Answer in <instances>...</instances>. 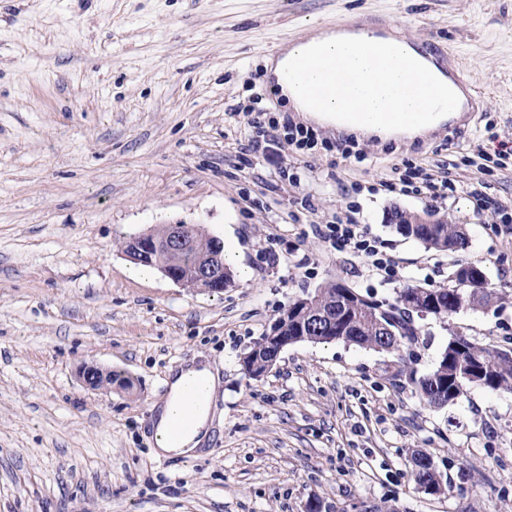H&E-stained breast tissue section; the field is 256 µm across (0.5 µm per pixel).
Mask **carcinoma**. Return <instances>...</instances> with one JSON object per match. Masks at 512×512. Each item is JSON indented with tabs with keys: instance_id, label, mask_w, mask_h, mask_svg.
<instances>
[{
	"instance_id": "obj_1",
	"label": "carcinoma",
	"mask_w": 512,
	"mask_h": 512,
	"mask_svg": "<svg viewBox=\"0 0 512 512\" xmlns=\"http://www.w3.org/2000/svg\"><path fill=\"white\" fill-rule=\"evenodd\" d=\"M414 215L400 210L391 212L395 229L407 238H413L428 249L448 250L452 245L457 250L467 246V234L461 224H411ZM194 241L191 250L182 253L152 254L141 260V264L157 266L164 262L182 276L191 278L198 259L208 254L221 252L219 241L206 235L198 225H193ZM419 289L408 285L401 289L394 301H377L352 288H345L339 281H331L310 295L311 306L307 317L319 323L306 335H299L294 321L299 300H294L277 319L271 331L298 342L329 343L342 341L378 352L393 353L398 367L394 377L404 379L418 395L420 402L428 407L442 408L461 397L469 387L490 390L512 391V357L503 350L480 344L463 335L448 339L433 368L421 373L413 367L414 347L419 339V328L415 324L413 311L403 299ZM428 301L424 306H433L430 316L448 319L464 309H484L501 300L499 289L492 287L487 279L471 280L457 286L453 277H448V286L427 289ZM392 333L386 335L383 328ZM275 341L265 334L256 341L243 357L245 375L257 379L266 370L267 361ZM411 479L418 489L431 496H440L447 491V482L438 473L432 458L423 452L413 454Z\"/></svg>"
}]
</instances>
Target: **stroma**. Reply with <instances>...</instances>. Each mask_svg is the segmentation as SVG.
<instances>
[{
  "label": "stroma",
  "instance_id": "stroma-1",
  "mask_svg": "<svg viewBox=\"0 0 512 512\" xmlns=\"http://www.w3.org/2000/svg\"><path fill=\"white\" fill-rule=\"evenodd\" d=\"M372 16L451 50L481 111L412 139L318 126L316 146L294 153L268 120L302 117L271 92L267 57L307 26ZM502 141L512 0H0V512H512V392L424 407L391 355L341 341L288 345L256 380L242 365L327 282L391 299L447 284L458 263L484 266L503 299L421 319L418 370L456 334L512 349V234L471 196L484 187L512 206V157L478 156ZM417 166L454 192L380 190ZM352 204L393 276L318 234ZM396 209L465 225L467 248L398 234ZM177 223L235 248L232 287L132 276L124 238ZM193 359L222 387L211 440L182 465L155 455L150 415L170 369ZM86 364L133 386L88 388ZM417 451L446 495L415 489Z\"/></svg>",
  "mask_w": 512,
  "mask_h": 512
}]
</instances>
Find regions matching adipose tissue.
I'll return each mask as SVG.
<instances>
[{
    "mask_svg": "<svg viewBox=\"0 0 512 512\" xmlns=\"http://www.w3.org/2000/svg\"><path fill=\"white\" fill-rule=\"evenodd\" d=\"M306 42L319 52L320 58L315 71L305 72L300 78L290 77L288 73L290 51L269 59L278 93L296 111L311 113L318 122L350 133L366 132L383 138L416 135L448 121L446 100H438L433 109H426L425 95L414 88L417 78L404 66L399 54L400 49L409 47L407 38L385 40L374 30L362 29L352 35L333 32L312 35ZM318 71L333 79L349 72L356 81L344 99L313 111L297 92L296 84L310 82ZM193 376L207 379L210 390L219 388V381L208 364L190 362L171 370L169 394L153 419L157 455L191 456L208 438L211 407L207 404L193 411V426L180 440L171 443L164 438L169 412L180 403L185 380Z\"/></svg>",
    "mask_w": 512,
    "mask_h": 512,
    "instance_id": "ef3b65f1",
    "label": "adipose tissue"
}]
</instances>
